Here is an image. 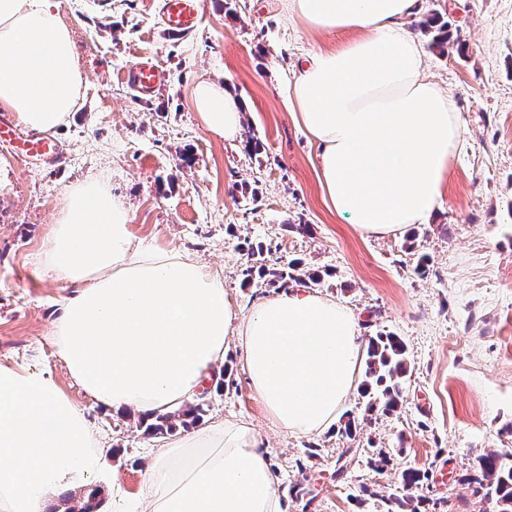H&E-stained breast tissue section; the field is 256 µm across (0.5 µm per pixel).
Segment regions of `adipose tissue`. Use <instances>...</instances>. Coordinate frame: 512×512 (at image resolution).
Returning a JSON list of instances; mask_svg holds the SVG:
<instances>
[{"label": "adipose tissue", "instance_id": "adipose-tissue-1", "mask_svg": "<svg viewBox=\"0 0 512 512\" xmlns=\"http://www.w3.org/2000/svg\"><path fill=\"white\" fill-rule=\"evenodd\" d=\"M423 0H285L307 28L338 32L288 87V105L319 145L323 192L369 235L428 223L463 138L453 100L424 75L410 22ZM84 77L51 0H0V109L48 133L77 108ZM192 104L210 132L240 131L242 103L199 81ZM45 269L72 286L52 322L71 377L113 412L151 414L216 386L237 340L250 386L271 421L300 435L333 427L357 383L359 319L302 288L239 320L221 279L178 251L134 242L129 210L103 184L68 190ZM102 444L50 373L0 364V512H48L91 491ZM148 512H282L276 479L248 424L222 420L161 448L141 492Z\"/></svg>", "mask_w": 512, "mask_h": 512}]
</instances>
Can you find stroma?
Returning <instances> with one entry per match:
<instances>
[{
    "label": "stroma",
    "instance_id": "35a3bbf8",
    "mask_svg": "<svg viewBox=\"0 0 512 512\" xmlns=\"http://www.w3.org/2000/svg\"><path fill=\"white\" fill-rule=\"evenodd\" d=\"M85 75L82 103L53 133L60 161L23 158L0 143V363L51 373L103 437L96 484L103 512H129L151 455L132 409L99 405L70 377L51 322L69 288L39 264L66 191L102 182L131 215L134 238L183 252L217 273L240 317L279 290L248 279L247 250L318 271V294L362 316L361 336H399L409 373L393 413L311 435L274 427L250 390L236 344L232 383L203 398L202 425L252 426L277 480L282 512H386L411 467L426 477L410 495L419 512H493L465 484L479 454L512 448V0H425L448 25L444 48L427 33L426 74L454 100L464 139L429 223L387 236L363 234L327 203L319 148L288 108V84L304 54L336 48V34L308 30L281 0H203V22L169 33L160 0H53ZM143 58L168 74L141 100L131 69ZM243 100L234 141L208 131L191 102L199 80ZM425 272H418V262ZM386 456L376 471L371 462Z\"/></svg>",
    "mask_w": 512,
    "mask_h": 512
}]
</instances>
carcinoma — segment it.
Wrapping results in <instances>:
<instances>
[{"instance_id":"cac0c4a2","label":"carcinoma","mask_w":512,"mask_h":512,"mask_svg":"<svg viewBox=\"0 0 512 512\" xmlns=\"http://www.w3.org/2000/svg\"><path fill=\"white\" fill-rule=\"evenodd\" d=\"M247 256L253 265L246 275L254 273L260 278L284 288L289 283L303 284L309 288L321 284V276L302 269L299 261H286L279 256L274 264H268L263 250L249 249ZM365 380L363 396L369 398V410L389 414L403 402L404 385L408 374L406 349L402 340L391 334H379L370 338L366 348ZM204 413L203 404L187 403L175 411L156 413L140 419V426L148 435L173 432L177 427L188 428L197 424ZM486 490L485 496L492 502L494 512H512V451H491L476 458V469L467 479ZM412 499L404 494L391 495L386 504L387 512H418L410 508Z\"/></svg>"}]
</instances>
